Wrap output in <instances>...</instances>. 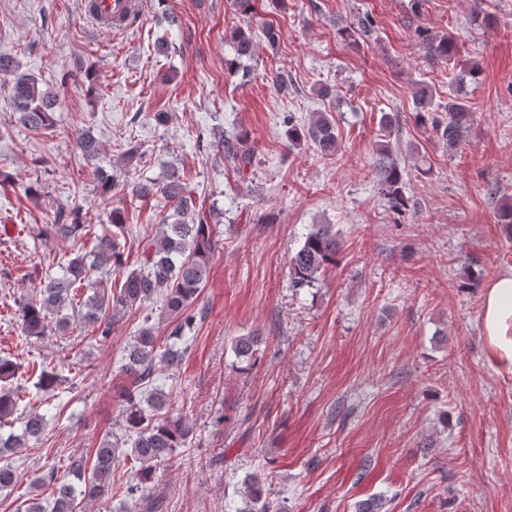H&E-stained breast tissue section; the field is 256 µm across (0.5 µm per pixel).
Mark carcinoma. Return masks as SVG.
I'll return each mask as SVG.
<instances>
[{
  "label": "carcinoma",
  "mask_w": 512,
  "mask_h": 512,
  "mask_svg": "<svg viewBox=\"0 0 512 512\" xmlns=\"http://www.w3.org/2000/svg\"><path fill=\"white\" fill-rule=\"evenodd\" d=\"M487 0H474L471 22L491 28L495 16L485 7ZM366 23L359 19L345 26L338 34L353 43L367 34ZM431 58L452 63L457 55V40L452 35H429L418 30ZM235 57L229 65L236 66L255 55L256 42L253 28L245 24L231 33ZM18 62L11 55L0 54V75H16L12 100L20 122L33 132L49 130L54 126V102L49 92L38 88V80L30 75H19ZM474 66L460 70L448 83V104L440 106L445 115L433 110L437 90L429 83L417 81L412 87V100L417 120L431 125L454 147L474 121L466 92L467 80L476 78ZM288 142L297 146L311 142L323 156L336 154L338 136L332 116L326 112L315 113L307 126L288 123L285 129ZM218 146L230 159L241 176L252 168L254 147L248 137L240 132L221 131ZM75 147L83 159L91 162L99 157V143L91 136L78 133ZM374 167L379 193L397 211L412 207L403 193L404 174L393 157L390 143L381 141L376 147ZM127 170L136 168L145 156L140 144L129 141L122 153ZM138 198L157 194L173 206V212L159 225L156 235L142 245L141 260L134 269L126 268L127 243L136 237V227L127 223L125 211H110V227L97 234L88 252L74 251L58 263L62 273L49 272L41 281L38 295L20 306V335L27 342L50 333L65 335L74 323L83 324L100 338L112 333V326L121 314L146 303L160 304L162 312L176 322L171 332L185 348L157 345L154 328L141 327L125 349L122 371L131 380L125 390L123 410V438L103 441L94 455L68 457L64 476H57L50 469L49 480L53 489L46 499L37 491L43 484L39 479L30 482L36 491L26 500L24 512H77L80 502L97 501L109 496L112 490V467L120 458L132 463L131 480L126 487L128 497L137 501L138 512H160L162 498L157 490V467L169 461L176 449L185 446L193 427L181 413L173 414L175 395L160 381V373L182 361L191 344L195 316L190 313L207 278L210 254L216 238L220 236V223L213 221L214 212L204 214L195 207L194 190L183 181L180 169L170 163L162 179L137 183L133 189ZM90 233L82 210H61L54 223L41 231L47 238L59 241L80 242ZM340 242L331 224H314L300 248L289 260L290 284L293 288L311 287L321 272L337 263ZM110 267L122 272L120 283L108 284V278L97 272ZM260 344V336L249 333L232 341L235 356L244 363L241 370L253 366V357ZM19 366L8 358L0 359V427L21 424V433H0V489L15 487L21 480L12 456L29 443L37 444L44 438L47 419L40 413L18 411L12 382ZM67 382L55 369L43 364L37 374V389L53 391ZM245 508L239 512H278L267 498L263 480L256 474L244 480Z\"/></svg>",
  "instance_id": "cac0c4a2"
}]
</instances>
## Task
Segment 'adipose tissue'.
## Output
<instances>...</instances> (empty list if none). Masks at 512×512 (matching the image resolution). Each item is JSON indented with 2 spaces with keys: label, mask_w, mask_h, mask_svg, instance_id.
Returning a JSON list of instances; mask_svg holds the SVG:
<instances>
[{
  "label": "adipose tissue",
  "mask_w": 512,
  "mask_h": 512,
  "mask_svg": "<svg viewBox=\"0 0 512 512\" xmlns=\"http://www.w3.org/2000/svg\"><path fill=\"white\" fill-rule=\"evenodd\" d=\"M482 329L493 360L512 371V274L486 285Z\"/></svg>",
  "instance_id": "1"
}]
</instances>
